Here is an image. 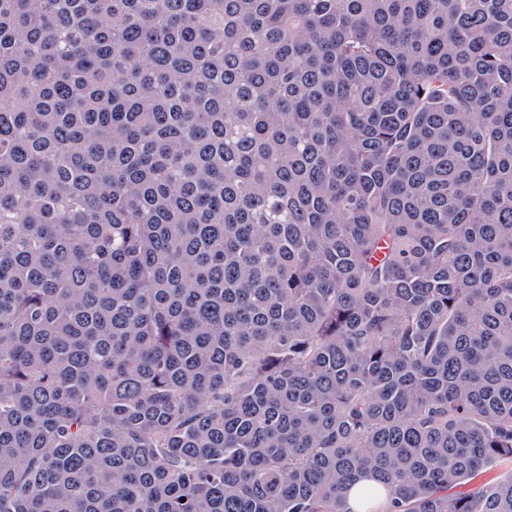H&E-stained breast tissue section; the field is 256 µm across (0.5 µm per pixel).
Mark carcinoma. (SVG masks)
<instances>
[{
	"label": "carcinoma",
	"mask_w": 512,
	"mask_h": 512,
	"mask_svg": "<svg viewBox=\"0 0 512 512\" xmlns=\"http://www.w3.org/2000/svg\"><path fill=\"white\" fill-rule=\"evenodd\" d=\"M512 0H0V512H512Z\"/></svg>",
	"instance_id": "carcinoma-1"
}]
</instances>
